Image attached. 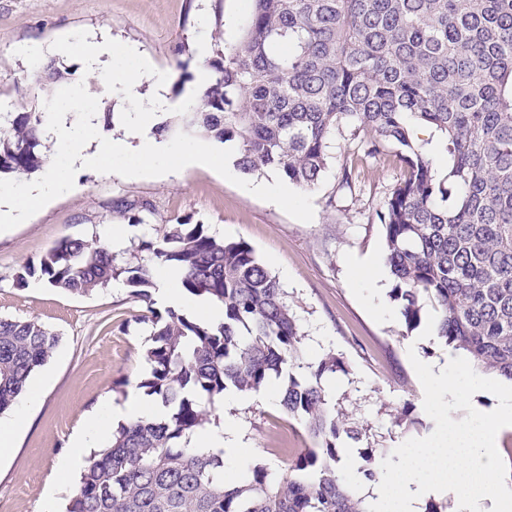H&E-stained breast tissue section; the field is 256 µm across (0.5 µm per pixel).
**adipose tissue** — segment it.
<instances>
[{
	"label": "adipose tissue",
	"mask_w": 512,
	"mask_h": 512,
	"mask_svg": "<svg viewBox=\"0 0 512 512\" xmlns=\"http://www.w3.org/2000/svg\"><path fill=\"white\" fill-rule=\"evenodd\" d=\"M150 67V62L135 47L124 45L113 49L112 84L123 89L130 99L122 122V136L114 137L92 124L68 123L65 107H58L50 123L66 161L52 168L43 181L0 183V223H20L32 208L68 190L70 172L76 167L152 174L168 170L171 164L178 162L219 167L225 176H232V168L224 164L225 153L212 145L203 142L177 145L154 135V116L167 111L169 102L160 84L155 87L150 107H143L138 101L136 89ZM153 281L156 300L180 310H191L208 323L223 321V306L186 293L176 269L157 267ZM419 373L426 410L433 419L442 421L443 427L434 438L409 451L401 467L382 471L379 483L371 489L369 503L373 512H418L425 498L447 496L460 506L488 502L493 507L492 512H512V496L503 491L497 475L498 438L502 429L512 424V388L500 391L495 416L475 412L448 426L444 418L449 403L465 398L476 381L475 374L467 369L461 354L449 355L440 364L420 365ZM160 413L158 404L147 402L135 391L130 392L123 404L105 403L74 435L72 454L59 466L58 486L69 484L86 449L110 439L113 422L130 423ZM243 436L242 422L226 415L219 426L199 431L194 441L202 448L223 450L225 457L243 465L254 454L253 449L243 443Z\"/></svg>",
	"instance_id": "ef3b65f1"
}]
</instances>
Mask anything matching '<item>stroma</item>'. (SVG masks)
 Instances as JSON below:
<instances>
[{
    "label": "stroma",
    "instance_id": "stroma-1",
    "mask_svg": "<svg viewBox=\"0 0 512 512\" xmlns=\"http://www.w3.org/2000/svg\"><path fill=\"white\" fill-rule=\"evenodd\" d=\"M251 12V0H0V105L17 111L34 104L28 89L39 64L17 46L36 41L64 75L69 121L88 119L96 101L104 111L119 113L126 105L123 91L98 83L67 45L86 40L100 49L99 60L107 66L113 45L133 44L154 63L142 82L141 101L149 103L157 77H165L173 110L161 121L169 123L191 109L206 74L201 47L210 43L215 19L223 21L230 51L239 45ZM346 168L352 180L344 187ZM404 170L395 152L366 156L343 126L332 138L319 184L295 189V207L244 191L248 182H279L270 170L240 172L230 180L207 165L151 177L75 169L70 191L35 208L25 222L0 227V316L37 320L60 337L52 357L33 375L41 392L29 423L10 456L0 460V512H44L45 493L71 451L73 435L104 402L122 404L146 370L151 328L129 288L80 297L16 280L21 266L61 238H88L123 223L120 203L152 206L144 223L132 227V247L153 236L154 225L176 217L249 243L295 300L307 357L330 350L344 361L346 372L323 384L355 412L379 447L399 454L432 436L438 423L423 408L416 365L441 361L446 346L402 335V318L388 290L370 297L355 284L366 257L385 255L377 213ZM401 405L411 409L418 425L395 426L390 412ZM232 412L245 424L254 462L271 472H284L289 459L314 444L278 401L242 404Z\"/></svg>",
    "mask_w": 512,
    "mask_h": 512
}]
</instances>
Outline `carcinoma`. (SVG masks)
<instances>
[{"instance_id":"carcinoma-1","label":"carcinoma","mask_w":512,"mask_h":512,"mask_svg":"<svg viewBox=\"0 0 512 512\" xmlns=\"http://www.w3.org/2000/svg\"><path fill=\"white\" fill-rule=\"evenodd\" d=\"M240 45L228 52L215 20L208 81L176 128L238 146L246 173L272 170L300 188L319 183L336 128L369 134L367 155L394 148L406 170L377 217L384 229L390 299L404 335L425 303L438 336L476 372L512 381V0H252ZM62 74L39 67L40 88ZM46 112L0 111V174L35 172ZM444 139L448 172L433 165L411 124ZM182 274L184 289L224 306L216 326L155 310L151 266ZM90 296L123 279L151 323L140 387L170 411L112 431L89 460L65 512H371L351 484L338 441L365 429L322 379L343 370L328 352L309 362L288 292L245 241L201 224H159L118 260L99 238H65L18 275ZM58 335L35 319L0 317V414L26 391ZM275 384L286 415L315 447L276 477L256 464L224 482V452L191 444L216 423L224 391ZM383 448L367 447L375 482Z\"/></svg>"}]
</instances>
